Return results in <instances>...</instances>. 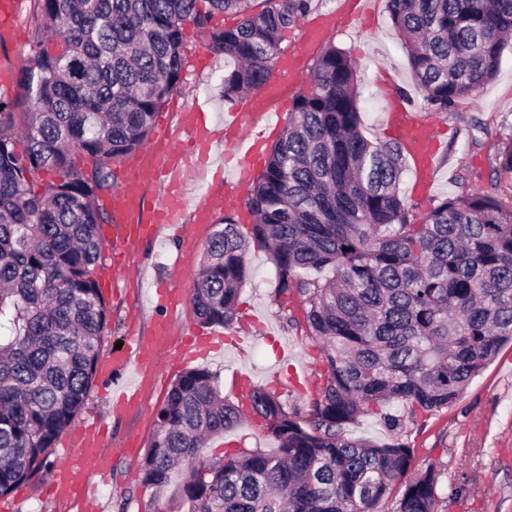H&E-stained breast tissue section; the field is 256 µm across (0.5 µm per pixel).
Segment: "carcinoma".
<instances>
[{
    "instance_id": "1",
    "label": "carcinoma",
    "mask_w": 512,
    "mask_h": 512,
    "mask_svg": "<svg viewBox=\"0 0 512 512\" xmlns=\"http://www.w3.org/2000/svg\"><path fill=\"white\" fill-rule=\"evenodd\" d=\"M37 2L32 59L15 92L0 93V496L45 467L92 387L108 318L95 269L111 216L99 199L181 82L183 24L224 55L231 103L268 81L282 33L313 0H262L258 10L254 0ZM229 11L237 26L211 25ZM389 12L433 112L492 80L512 34V0H389ZM19 112L31 115L20 139ZM403 161L400 143L363 135L356 65L328 46L244 199L250 237L224 217L193 296L202 323L230 326L249 241L265 246L287 324L297 319L281 297L303 298L326 366L319 396L306 413L263 387L227 402L210 372L185 371L158 412L144 488L162 491L180 466L188 512H377L383 500L390 512H436V465L410 476L408 444L349 438L346 428L368 414L400 428L393 404L413 415L458 404L512 342V209L469 189L418 220L400 194ZM496 171L512 175V138ZM43 173L55 178L36 190ZM324 268L331 279L300 276ZM244 415L277 450L226 448L224 461H205L206 443Z\"/></svg>"
}]
</instances>
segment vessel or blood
<instances>
[{"label": "vessel or blood", "instance_id": "obj_1", "mask_svg": "<svg viewBox=\"0 0 512 512\" xmlns=\"http://www.w3.org/2000/svg\"><path fill=\"white\" fill-rule=\"evenodd\" d=\"M269 102L266 96L246 98L240 111L225 113V129L239 130L243 113L267 111ZM389 120L402 136L416 173L432 176L437 147L428 127L409 122L405 111L397 108L390 109ZM184 123L191 138L189 146L163 152L151 147L124 159L125 177L113 205L110 261L100 270L101 289L112 288L123 275L126 270L125 255L130 247L140 241L157 238L164 226L180 225L183 245L191 247L193 232L191 226L183 222L184 202L174 197L173 192L183 186L187 175L197 172L194 145L210 144L215 132L207 113L198 105L187 109ZM151 179L167 182L172 192L156 202L153 217L150 223L145 224L139 221L138 216L143 206L144 188ZM161 299L166 306V314L155 324L152 332L147 335L130 334L126 348L114 353L99 367L100 374L107 380L116 379L131 368L136 371L133 383L113 386V408L136 410L142 406L146 391L155 384L161 373L155 352L185 332L179 321L181 290L166 289L162 291ZM66 445L72 448L73 453L53 471L50 479L52 491L60 499L76 498L84 503L92 501L97 492L93 475H105L112 464V457L105 450L101 429L94 423L74 428Z\"/></svg>", "mask_w": 512, "mask_h": 512}]
</instances>
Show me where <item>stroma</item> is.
I'll return each mask as SVG.
<instances>
[{
    "label": "stroma",
    "instance_id": "35a3bbf8",
    "mask_svg": "<svg viewBox=\"0 0 512 512\" xmlns=\"http://www.w3.org/2000/svg\"><path fill=\"white\" fill-rule=\"evenodd\" d=\"M13 20L14 46L12 70H19L31 58V31L37 22L36 0H17ZM319 14H333L336 24L324 41L304 44L302 24H295L282 35L280 52L289 56L306 48L305 70H312L326 45L348 51L356 62L362 131L372 141L386 142L390 136L383 128V116L392 94L403 95L415 115L428 123L440 144L434 186L429 193L416 190L413 166H406L400 191L415 207L416 216H425L444 198L475 188L495 195L512 206V180L496 173V156L504 141L512 137V46H506L496 76L474 97L447 112L424 108L422 96L412 81L405 49L394 29L388 0H376L371 14H364L359 0H313ZM205 42L192 23L184 25L185 66L182 82L169 96L156 117V126L166 128L174 145L187 142L180 124V114L195 102L209 104L216 115L231 110L224 100V57L213 55L208 66H198L195 57ZM295 91L289 90L274 99L265 112H249L243 117L246 135L272 145L288 121ZM214 225L201 234L184 270H176L174 260L182 242L166 233L152 242L134 247L126 272L117 288L104 294L110 320L100 337L101 353L114 350L128 333L150 331L165 312L154 296V286L167 281L183 291L181 316L190 331L212 334V327L202 325L193 305L194 282L200 260ZM247 262L251 275L242 285L233 328L241 337L239 347H224L216 354L190 357L180 346L161 352L164 372L141 410L116 414L101 385H93L74 424L101 416L109 444L133 435L139 441L134 454L118 457L111 478L98 484L94 505L83 507L57 501L47 484L51 469L63 460L61 446L52 448L48 468L17 485L0 497V512H155L165 503L171 512H186L176 493L168 486L161 493L142 487L139 473L145 451L156 429L157 414L164 405L173 382L186 370L205 369L228 400H236L243 387L238 375L246 374L253 386L274 385L287 406L309 408L312 392L300 393L296 382L305 380L318 386L325 372L319 345L304 329L289 327L281 319L274 300L275 269L266 248L250 243ZM392 414L401 419L396 431H388L376 415H367L348 426L352 437L387 442L398 438L414 448L410 470L417 473L428 465L441 471L437 512H512V344L470 383L461 401L448 409L410 415L407 408L393 405ZM234 440L244 449L273 451L275 441L252 417H245L230 437H216L203 450L204 458L223 456L225 440ZM462 485L459 494L450 489Z\"/></svg>",
    "mask_w": 512,
    "mask_h": 512
}]
</instances>
